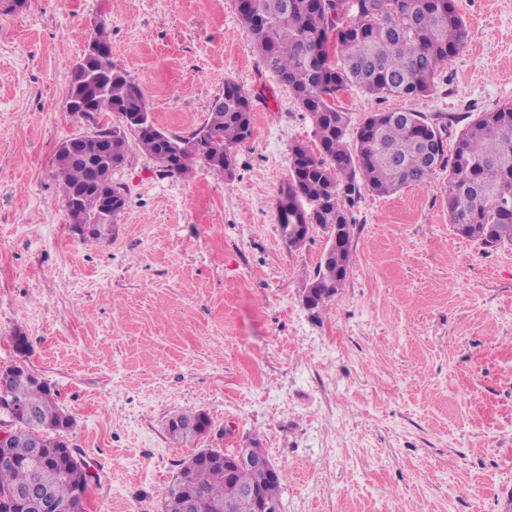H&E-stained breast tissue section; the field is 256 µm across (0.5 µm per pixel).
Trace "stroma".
<instances>
[{
  "label": "stroma",
  "instance_id": "stroma-1",
  "mask_svg": "<svg viewBox=\"0 0 512 512\" xmlns=\"http://www.w3.org/2000/svg\"><path fill=\"white\" fill-rule=\"evenodd\" d=\"M469 28L428 97L351 88L353 119L421 112L448 140L512 105V0H455ZM112 61L157 124L188 135L225 80L250 96L253 135L227 181L166 175L132 149L113 174L126 210L89 246L54 177L85 130L66 109L98 20ZM309 116L266 69L236 0H25L0 11V369L23 363L75 417L89 512H157L199 448L257 441L281 475V512H512V245L459 236L444 174L353 209L352 262L325 307L302 287L321 231L289 247L275 201ZM28 338L18 352L11 338ZM209 431L176 447L175 413Z\"/></svg>",
  "mask_w": 512,
  "mask_h": 512
}]
</instances>
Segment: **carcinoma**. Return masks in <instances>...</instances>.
Listing matches in <instances>:
<instances>
[{
    "label": "carcinoma",
    "mask_w": 512,
    "mask_h": 512,
    "mask_svg": "<svg viewBox=\"0 0 512 512\" xmlns=\"http://www.w3.org/2000/svg\"><path fill=\"white\" fill-rule=\"evenodd\" d=\"M246 0L238 7L263 65L274 71L308 114L314 145L291 148L289 178L276 202L283 239L302 246L315 230L327 235L328 247L304 286V303L318 310L330 301L347 276L352 259L349 209L362 192L391 195L410 183L426 184L448 173L443 202L457 233L495 250L512 245V105L482 112L458 135L453 151L440 144L437 159L425 154L426 139L440 130L421 112H374L359 123L338 105V97L358 87L379 98L427 97L435 91V75L467 42L469 31L454 0ZM92 67L103 85L72 79L74 113L98 128L112 129V157L123 166L131 147L154 158L169 154L174 163L166 175H181L202 151L211 154L207 169L232 180L237 149L253 135L252 101L235 82L210 106L200 127L188 136L163 131L142 90L111 58ZM111 112L118 122L103 126L96 116ZM100 157L55 160V177L64 200L77 201L90 221L104 218L93 182ZM298 217L300 231L289 229ZM0 400L11 407L14 425L11 456L0 458V497L16 489L37 494L31 444L40 441L39 464L55 475L49 495L68 512L77 508L75 490L83 482L85 463L58 449L74 426L60 407L54 388L25 365L0 371ZM202 411H183L167 424L169 437L190 442L209 430ZM234 451L205 448L179 464L163 498L178 512L179 499L193 496L194 512H260L259 502L279 504L280 473L241 466L224 467ZM255 489L257 496L242 493Z\"/></svg>",
    "instance_id": "1"
}]
</instances>
